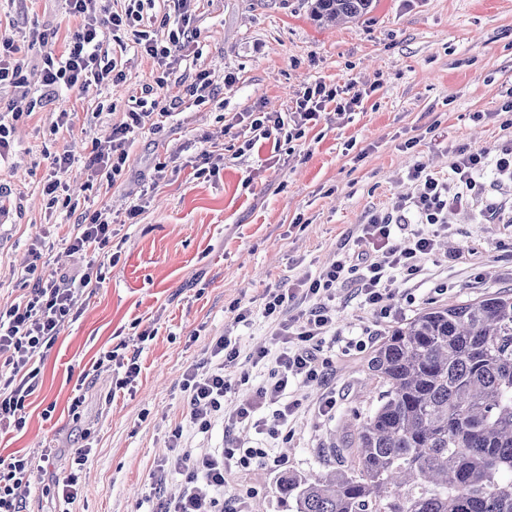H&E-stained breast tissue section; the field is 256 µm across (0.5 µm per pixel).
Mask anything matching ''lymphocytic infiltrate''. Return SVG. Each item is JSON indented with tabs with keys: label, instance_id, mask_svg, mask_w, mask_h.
Masks as SVG:
<instances>
[{
	"label": "lymphocytic infiltrate",
	"instance_id": "lymphocytic-infiltrate-1",
	"mask_svg": "<svg viewBox=\"0 0 512 512\" xmlns=\"http://www.w3.org/2000/svg\"><path fill=\"white\" fill-rule=\"evenodd\" d=\"M65 2L82 23L61 54L50 53L45 58L43 85L49 91L64 85L85 92L124 81V72L103 60L107 32L132 29L136 47L166 77L174 73L196 35L195 0H174L175 15L171 18L153 14L154 0H126L120 13L110 10L107 0ZM362 97L359 91L344 98L337 89L310 86L297 97L294 111L256 113L249 130L256 141L296 140L327 107L347 112ZM182 106V100H162L152 88H145L124 120L113 124L109 137L92 140L86 170L93 177L114 183L125 172L128 148L136 133L146 127L163 128ZM489 166L494 167L500 181L512 183V142L503 145L492 160L481 152L457 149L444 178L416 163L409 172L414 193L396 200L391 212L373 213L360 225L353 250L341 253L297 287L266 291L259 308L238 305L236 322L249 321L257 311L267 319L272 346L245 354L232 336L216 338L209 347L206 365L191 368L185 375L188 423L176 425L172 438L180 440L187 428L205 434L220 422L226 430L252 431L262 440L252 445L235 440L217 452L178 456L173 469L182 477L183 490L174 499L160 496L157 512H245L246 501L255 496V489H248L234 502H224L220 496L224 477L233 470L283 466V459L273 455L262 441L289 436L290 424L302 406L301 399L291 395L292 387L324 384L331 375L332 362L323 355V343L336 330V310L331 302L337 288L355 284L365 303L376 307L390 297L391 280L415 279L422 271L421 257L435 251L437 234L449 231V210L463 197L482 193L478 177ZM111 238L110 210L87 209L79 213L77 231L68 247L74 253L102 250ZM37 269L34 262L26 266L22 278L30 286L28 294L20 303L0 311V427L18 431L26 425V401L39 382L45 353L65 320L78 313L87 290L101 280L100 273L90 270L77 279L46 282ZM248 365L263 368V378L250 397L232 400L236 383L249 381L244 371ZM33 475L30 456L0 460V512H23L17 490Z\"/></svg>",
	"mask_w": 512,
	"mask_h": 512
}]
</instances>
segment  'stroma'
<instances>
[{
  "mask_svg": "<svg viewBox=\"0 0 512 512\" xmlns=\"http://www.w3.org/2000/svg\"><path fill=\"white\" fill-rule=\"evenodd\" d=\"M80 23L65 0H0V36L36 28L49 40L23 54L31 94L43 90L46 51L62 53ZM195 26L192 68L211 73L213 97L189 103L162 130H142L116 183L92 182L81 159L132 98L157 86L159 70L136 48L118 59L124 82L88 93L59 87L12 124L11 152L0 163V185L10 190L0 200V309L27 294L21 272L29 262L46 278L79 275L88 263L65 249L75 214L46 206L50 153L76 157L66 176L71 197L120 215L145 203L133 222L114 225L111 251L119 260L102 266L99 287L48 350L24 429H0V459L54 451L20 490L24 512H62L48 487L69 473L79 448L91 455L72 512H155L154 473L177 456L169 432L187 415L186 372L205 363L224 331L246 352L269 343L261 314L236 323L233 303L260 301L266 290L314 276L352 246L372 213L413 191L408 172L416 162L444 177L456 148L492 158L512 139L498 118L512 100V0H375L366 16L329 26L311 19L309 0H200ZM228 74L233 82H225ZM318 82L355 87L363 100L350 113L321 114L291 148L271 139L247 147L251 113L290 111L297 94ZM62 112L70 120L59 129ZM204 150L215 171L200 177ZM161 162L169 171L156 183ZM479 179L485 193L449 212L451 233L422 259V275L393 282L389 315L365 305L354 285L337 289L336 333L323 346L334 362L329 385L301 389L303 406L275 449L285 466L231 471L225 499L252 486L258 493L249 512H293L277 491L281 476L327 471L329 447H346L356 414L377 403L370 348L425 307L512 289V185L490 168ZM36 246L43 249L37 261ZM452 251L461 259L449 261ZM146 330L150 339L140 340ZM351 338L365 339L367 350L348 349ZM110 351L138 352L133 388L116 390L123 372L103 363ZM331 395L335 410L319 416Z\"/></svg>",
  "mask_w": 512,
  "mask_h": 512,
  "instance_id": "1",
  "label": "stroma"
}]
</instances>
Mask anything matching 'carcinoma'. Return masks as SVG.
I'll return each instance as SVG.
<instances>
[{"label":"carcinoma","instance_id":"obj_1","mask_svg":"<svg viewBox=\"0 0 512 512\" xmlns=\"http://www.w3.org/2000/svg\"><path fill=\"white\" fill-rule=\"evenodd\" d=\"M373 0H313L317 21ZM381 391L357 415L350 466L288 475L294 512H512V290L422 309L374 348Z\"/></svg>","mask_w":512,"mask_h":512}]
</instances>
